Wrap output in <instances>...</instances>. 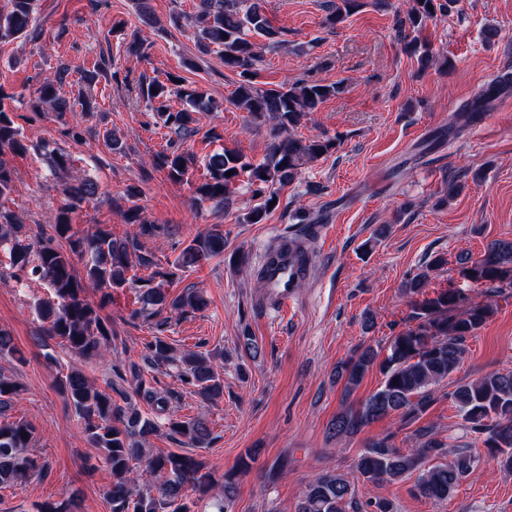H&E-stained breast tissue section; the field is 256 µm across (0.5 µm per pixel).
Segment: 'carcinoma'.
I'll return each instance as SVG.
<instances>
[{
  "mask_svg": "<svg viewBox=\"0 0 512 512\" xmlns=\"http://www.w3.org/2000/svg\"><path fill=\"white\" fill-rule=\"evenodd\" d=\"M454 0H413V6L401 25L419 29L427 21L448 11ZM360 7L359 0H341L331 7L326 22L335 26ZM35 23V0H10V9L0 13V42L29 36ZM198 52L221 55L224 68L236 72L238 85L230 103L247 113L248 122L260 125L274 123L273 141L263 160L253 162L235 150H223L205 162L206 179L195 187L199 201L212 200L226 206L231 194L244 185L260 203L247 213V222L261 224L274 209L271 202L279 199L278 190L294 181L308 161L329 153L335 142L315 137L303 141L291 129L304 112H315L328 99L341 92L338 84L297 82L271 88L255 86L256 66L260 62L259 46L251 34H259L275 47L280 31L275 29L262 8V0H200L198 12L189 20ZM66 72L56 80H48L36 89L29 102L31 111L52 108L58 118L74 111L70 101L58 93L56 84L65 80ZM156 92H151V89ZM512 91V75L504 74L479 91L467 105V111L484 112L499 95ZM138 95L154 112L157 124L177 136L188 139L197 132L196 114L218 112L221 104L176 74L165 80H143ZM183 102L171 109V97ZM8 95L0 89V153L26 152L27 145L15 125L4 100ZM196 155L176 150L157 154L156 165L166 171L173 182L188 180L195 168ZM15 182L13 169L0 162V200L9 197ZM97 194V184L81 178L64 189L66 203L58 210L51 233L34 242L24 224L0 207V247L9 252L10 265L17 272L48 282L53 297L39 304V316L48 336L59 339L63 348L83 358L93 359L112 346V322L101 314L111 301L114 288H136L142 307L132 316L147 318L168 312L186 317L207 305L205 298L186 290L172 296L164 285L171 283L178 272L200 266L224 252V231L213 226L194 237L182 248L177 258L165 268L155 255L146 250L144 240L157 235L159 228L146 219L141 207L133 205L124 213V222L134 225L122 239L99 227L92 233L75 235L71 214ZM65 239L69 250L63 251L55 241ZM86 258L83 274H76L71 256ZM462 274L483 291L494 295L503 288H512V241L495 240L483 253L472 258L459 257ZM148 271L145 277H127L130 270ZM427 280L424 271L414 274L405 283V291L423 296L412 302L411 319L416 326L392 337L387 353L379 357L371 345L357 348L336 370V378L345 381L348 395L366 373L379 364L383 385L357 407H349L331 421L329 430L338 437L358 433L364 426L391 414L405 425L415 423L434 401L432 387L450 376L466 353V341L492 316L489 303H466L460 292L448 288L434 296L423 295ZM105 290L100 303L86 299V286ZM167 320L156 323L157 335L145 346L143 361L152 367L176 369L177 379L194 389L204 399L224 394V382L218 376L208 353L177 354L162 333ZM59 387L70 407L81 420L87 442L101 452L112 474L107 497L112 512H194V503L186 501L185 485L206 492L213 484L212 472L206 462L196 456L169 451L147 454L143 444L157 431V425L138 413H129L112 400L110 388H102L81 372L70 370L59 380ZM22 386L10 377L0 375V409L19 395ZM448 398L465 429L474 436V443L487 448L500 469L512 471V370H497L455 386ZM169 436L192 448L210 443L211 432L200 420H168ZM415 447L402 450L387 434L369 442L361 453L356 469L362 483L401 481L419 472L413 490L426 498L446 500L460 483L476 474L481 456L466 446H453L440 439L430 426L413 431ZM33 440V428L24 421L0 423V489L10 488L39 469L35 457L24 454ZM142 464L155 478L147 489L135 485L133 474ZM298 512H395L387 499L361 503L355 485L343 475L324 472L314 478L303 492Z\"/></svg>",
  "mask_w": 512,
  "mask_h": 512,
  "instance_id": "obj_1",
  "label": "carcinoma"
}]
</instances>
